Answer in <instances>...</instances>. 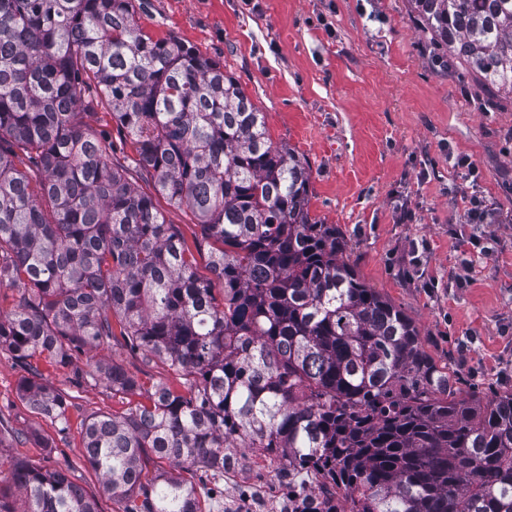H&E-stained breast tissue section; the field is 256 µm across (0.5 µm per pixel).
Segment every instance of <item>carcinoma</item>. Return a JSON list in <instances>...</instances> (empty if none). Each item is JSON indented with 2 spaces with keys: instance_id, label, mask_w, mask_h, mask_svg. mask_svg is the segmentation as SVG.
<instances>
[{
  "instance_id": "carcinoma-1",
  "label": "carcinoma",
  "mask_w": 512,
  "mask_h": 512,
  "mask_svg": "<svg viewBox=\"0 0 512 512\" xmlns=\"http://www.w3.org/2000/svg\"><path fill=\"white\" fill-rule=\"evenodd\" d=\"M485 91L512 95V0H412ZM112 114L120 136L84 117ZM306 160L273 144L221 64L154 39L133 0H0V349L30 409L66 430L41 363L143 401L83 423L123 512H205L227 450L276 455L338 512H512V392L483 398L423 349L309 211ZM189 211L188 245L157 197ZM207 256L212 277L196 273ZM121 337L182 373L148 385L90 355ZM0 512H100L65 469L0 456Z\"/></svg>"
}]
</instances>
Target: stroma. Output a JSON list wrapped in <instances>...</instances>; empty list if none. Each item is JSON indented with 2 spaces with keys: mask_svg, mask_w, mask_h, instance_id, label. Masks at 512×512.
<instances>
[{
  "mask_svg": "<svg viewBox=\"0 0 512 512\" xmlns=\"http://www.w3.org/2000/svg\"><path fill=\"white\" fill-rule=\"evenodd\" d=\"M135 18L156 38L174 36L224 66L263 113L274 144L309 164L312 217L336 225L360 277L413 321L425 351L480 394L512 391V101L493 111L461 65L416 24L410 0H135ZM479 169L470 180L455 160ZM488 205L496 240L471 246L459 223L463 196ZM407 204L414 218L397 223ZM417 244L421 265L402 259ZM469 257L462 266L461 257ZM96 359L123 365L147 382L181 389L180 372L144 363L121 345ZM43 366L41 382L72 404L67 431L33 413L20 398L24 374L0 351V426L22 433L0 455L23 456L97 497L102 512H122L101 492L83 456L82 420L120 414L128 400L75 371ZM238 482L207 498V512H225L240 484L278 473L274 456L238 449Z\"/></svg>",
  "mask_w": 512,
  "mask_h": 512,
  "instance_id": "obj_1",
  "label": "stroma"
}]
</instances>
